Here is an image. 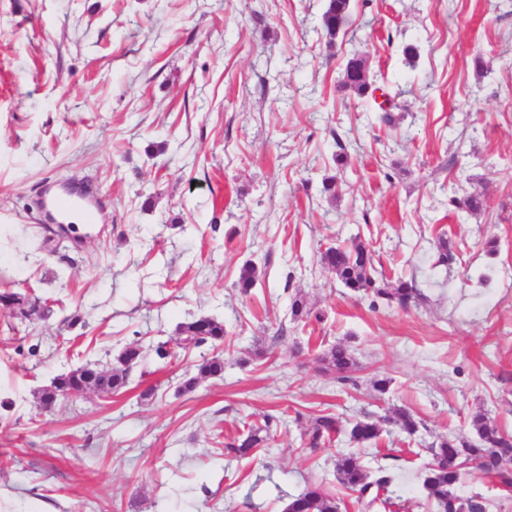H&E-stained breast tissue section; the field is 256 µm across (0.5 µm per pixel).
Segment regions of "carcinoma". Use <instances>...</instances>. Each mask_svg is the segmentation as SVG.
I'll use <instances>...</instances> for the list:
<instances>
[{
	"label": "carcinoma",
	"mask_w": 512,
	"mask_h": 512,
	"mask_svg": "<svg viewBox=\"0 0 512 512\" xmlns=\"http://www.w3.org/2000/svg\"><path fill=\"white\" fill-rule=\"evenodd\" d=\"M349 5L350 0H328L322 24L330 38H335L344 27ZM343 86L359 97L374 90L371 107L382 113V118H388L387 112L393 106L395 97L384 85L371 87L363 59L352 57L346 62ZM321 261L324 268L334 273L344 287L370 297L373 307L380 301L407 307L418 297V289L412 280L398 278L391 283L379 281L372 266L371 250L360 241L326 248ZM258 278L257 267L246 264L240 271L238 287L247 294ZM39 301L37 296H24L8 290L0 292V306L6 309L26 304L34 312ZM178 331L176 338L159 341L153 347L158 360L165 361L177 356L180 350L186 353L203 345L216 350L224 345L226 335L224 323L207 316L181 324ZM146 360V352L141 346H127L114 358L110 367L84 366L56 378L50 387L42 391L40 399L49 408L58 399L89 388L118 394L128 386L131 370L146 363ZM317 362L323 371L336 374L339 383L349 381L354 359L345 345L339 343L330 347L317 357ZM223 372L224 359L221 356L215 354L205 358L195 366V373L183 380L181 389L190 392L200 381ZM276 421L277 418L272 415L265 416L263 424L252 425L225 443V450L239 458L253 455L256 449L265 445ZM390 426L410 436L419 429L414 415L404 408L378 419H356L348 427L342 424L339 416L328 412L313 419L305 433V443L309 448L317 449L333 443L341 434L347 435L349 441L356 444L375 443ZM470 426L475 433L472 440L463 436L444 438L431 445L433 463L423 471L422 489L427 499L434 503L437 512H486L483 498L470 496L465 499L457 492L466 469L472 465L482 475L497 479L501 486L507 489L512 487V469L505 467V463L512 462V436L504 434L484 414L475 415ZM336 476L365 506L387 510L393 505L390 497L396 481L393 467L380 463L371 467L364 464L356 452H343L336 459ZM284 512H340V505L336 497L327 493L322 486L309 484L300 493L289 497Z\"/></svg>",
	"instance_id": "cac0c4a2"
}]
</instances>
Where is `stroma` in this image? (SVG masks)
Masks as SVG:
<instances>
[{"mask_svg": "<svg viewBox=\"0 0 512 512\" xmlns=\"http://www.w3.org/2000/svg\"><path fill=\"white\" fill-rule=\"evenodd\" d=\"M326 5L0 0V291L48 305L0 308V512H283L310 482L366 512L336 477L348 439L312 452L302 435L325 409L397 408L418 432L364 460L396 455L401 512H434L430 444L472 437L478 411L512 434V0H350L333 39ZM354 56L390 86L391 123L343 88ZM47 190L93 196L92 226H49ZM470 194L479 211L452 205ZM354 240L421 301L374 307L325 271L322 251ZM296 294L311 318L293 319ZM200 316L228 331L223 376L181 391L203 347L43 409L56 376ZM338 343L345 385L316 363ZM267 414L265 447L227 455Z\"/></svg>", "mask_w": 512, "mask_h": 512, "instance_id": "1", "label": "stroma"}]
</instances>
